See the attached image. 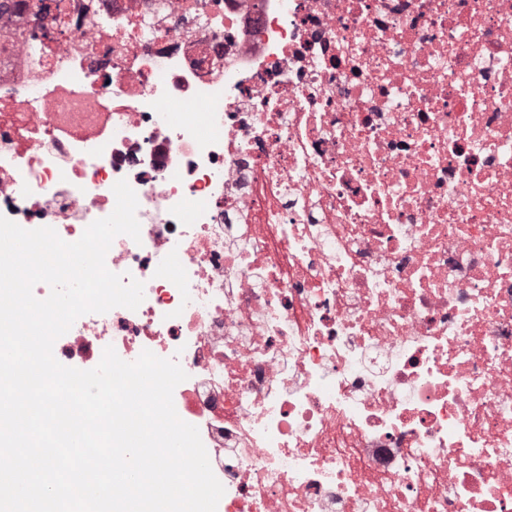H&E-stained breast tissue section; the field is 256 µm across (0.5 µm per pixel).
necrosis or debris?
I'll list each match as a JSON object with an SVG mask.
<instances>
[{"instance_id": "1", "label": "necrosis or debris", "mask_w": 512, "mask_h": 512, "mask_svg": "<svg viewBox=\"0 0 512 512\" xmlns=\"http://www.w3.org/2000/svg\"><path fill=\"white\" fill-rule=\"evenodd\" d=\"M12 4L0 215L138 199L57 361L176 359L224 512H512V0Z\"/></svg>"}]
</instances>
